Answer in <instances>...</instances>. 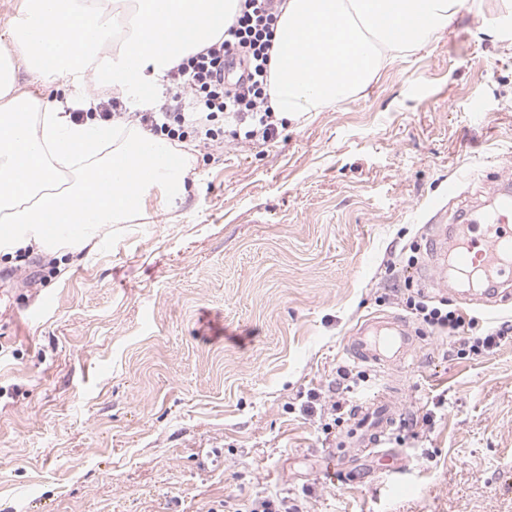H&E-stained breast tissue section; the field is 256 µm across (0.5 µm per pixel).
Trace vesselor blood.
I'll return each instance as SVG.
<instances>
[{"mask_svg": "<svg viewBox=\"0 0 512 512\" xmlns=\"http://www.w3.org/2000/svg\"><path fill=\"white\" fill-rule=\"evenodd\" d=\"M470 233L457 240L456 229L441 227L430 249V261L419 270L425 285L444 283L446 270L484 284L480 299L459 295L464 304L497 308L512 300V198L503 197L492 214L470 222ZM416 342L404 317L389 315L357 329L347 340L345 351L355 362L377 368L405 366ZM348 455L329 451L330 470L340 469L346 456H359L364 449L382 444L396 422L395 399L387 389L353 400L350 413Z\"/></svg>", "mask_w": 512, "mask_h": 512, "instance_id": "vessel-or-blood-1", "label": "vessel or blood"}]
</instances>
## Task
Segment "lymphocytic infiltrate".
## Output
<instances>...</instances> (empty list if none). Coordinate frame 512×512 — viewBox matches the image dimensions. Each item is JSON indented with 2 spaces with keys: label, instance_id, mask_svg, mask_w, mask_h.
<instances>
[{
  "label": "lymphocytic infiltrate",
  "instance_id": "1",
  "mask_svg": "<svg viewBox=\"0 0 512 512\" xmlns=\"http://www.w3.org/2000/svg\"><path fill=\"white\" fill-rule=\"evenodd\" d=\"M281 4L282 0H240V9L221 39L172 67V86L158 111H123L115 96L99 102L93 113L74 109L73 119L131 121L173 140L191 131L200 134L203 148L216 151L225 146L223 131L212 126L221 114L243 126L245 139L270 142L279 120L268 104V70ZM405 304L431 329L466 335L470 350L477 353L497 349L512 337L511 320L483 330L477 317L466 313L433 307L412 295Z\"/></svg>",
  "mask_w": 512,
  "mask_h": 512
}]
</instances>
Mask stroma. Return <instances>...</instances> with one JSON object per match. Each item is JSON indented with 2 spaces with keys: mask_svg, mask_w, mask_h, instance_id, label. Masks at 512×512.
Returning <instances> with one entry per match:
<instances>
[{
  "mask_svg": "<svg viewBox=\"0 0 512 512\" xmlns=\"http://www.w3.org/2000/svg\"><path fill=\"white\" fill-rule=\"evenodd\" d=\"M480 98L481 116L470 102ZM185 199L82 258L0 255V512H512V339L480 355L411 322L402 420L327 473L347 416L306 412L357 323L406 315L435 207L491 209L512 167V0H466L423 51L270 143L195 152ZM456 195H449V184ZM428 424L406 427L412 415Z\"/></svg>",
  "mask_w": 512,
  "mask_h": 512,
  "instance_id": "1",
  "label": "stroma"
}]
</instances>
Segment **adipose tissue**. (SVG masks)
<instances>
[{
	"label": "adipose tissue",
	"mask_w": 512,
	"mask_h": 512,
	"mask_svg": "<svg viewBox=\"0 0 512 512\" xmlns=\"http://www.w3.org/2000/svg\"><path fill=\"white\" fill-rule=\"evenodd\" d=\"M463 0H284L269 105L297 122L363 93L403 53L453 23ZM238 0H24L28 24L0 55V254L34 245L80 252L105 225L174 206L188 193L189 157L129 124L105 136L73 123L66 102L100 83L122 95L160 84L179 60L219 38ZM62 81L64 101L17 94L19 72Z\"/></svg>",
	"instance_id": "ef3b65f1"
}]
</instances>
